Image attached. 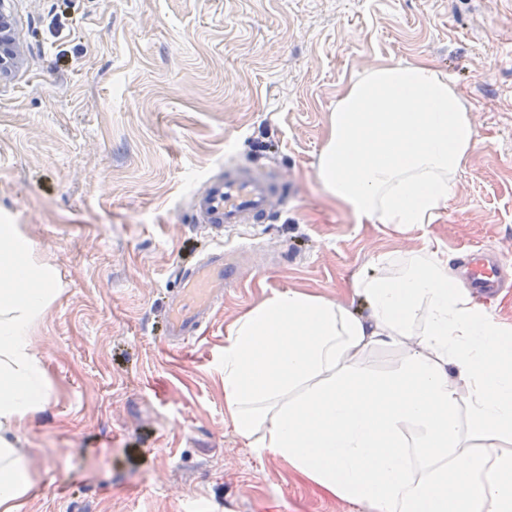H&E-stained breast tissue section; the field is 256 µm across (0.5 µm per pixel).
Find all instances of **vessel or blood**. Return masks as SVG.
<instances>
[{
  "mask_svg": "<svg viewBox=\"0 0 512 512\" xmlns=\"http://www.w3.org/2000/svg\"><path fill=\"white\" fill-rule=\"evenodd\" d=\"M287 199L280 176L251 166L232 167L208 179L194 203L193 214L196 223L220 238L239 226L265 223L271 212ZM467 274L474 287L483 293H495L500 286L497 263L482 253L472 255ZM237 275V265L225 261L220 252L185 272L166 310L167 335H196L219 292L236 283Z\"/></svg>",
  "mask_w": 512,
  "mask_h": 512,
  "instance_id": "b4317fda",
  "label": "vessel or blood"
}]
</instances>
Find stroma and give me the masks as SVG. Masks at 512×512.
Wrapping results in <instances>:
<instances>
[{
  "instance_id": "1",
  "label": "stroma",
  "mask_w": 512,
  "mask_h": 512,
  "mask_svg": "<svg viewBox=\"0 0 512 512\" xmlns=\"http://www.w3.org/2000/svg\"><path fill=\"white\" fill-rule=\"evenodd\" d=\"M20 62L0 76V218L64 279L32 336L51 400L22 428L26 512H363L247 448L224 416L236 318L275 291L346 297L416 235L359 224L317 176L353 73L434 60L479 143L424 234L449 267L512 273V0H5ZM288 183L227 238L241 278L200 336H162L184 270L218 246L192 201L225 165Z\"/></svg>"
}]
</instances>
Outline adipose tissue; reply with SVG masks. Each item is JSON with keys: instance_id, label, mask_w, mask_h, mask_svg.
Wrapping results in <instances>:
<instances>
[{"instance_id": "1", "label": "adipose tissue", "mask_w": 512, "mask_h": 512, "mask_svg": "<svg viewBox=\"0 0 512 512\" xmlns=\"http://www.w3.org/2000/svg\"><path fill=\"white\" fill-rule=\"evenodd\" d=\"M317 175L361 224L413 233L440 220L477 141L447 72L385 60L354 74L329 116ZM337 299L273 292L224 340V414L248 447L364 512H512V324L451 280L422 240ZM63 290L20 225L0 224V512H25L17 446L50 401L31 334ZM378 348L391 370L363 365Z\"/></svg>"}]
</instances>
